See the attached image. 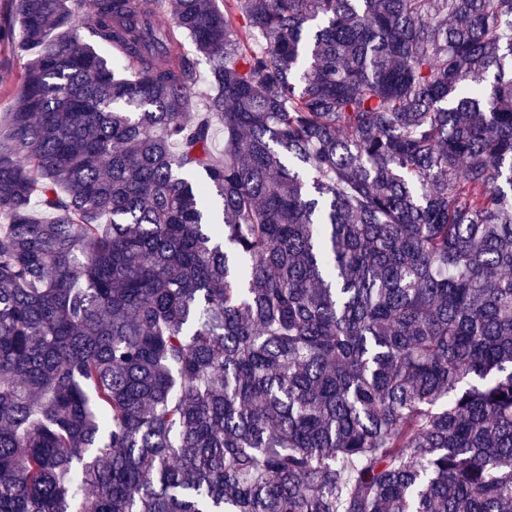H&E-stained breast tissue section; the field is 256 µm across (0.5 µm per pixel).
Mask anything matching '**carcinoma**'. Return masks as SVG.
<instances>
[{
  "instance_id": "carcinoma-1",
  "label": "carcinoma",
  "mask_w": 512,
  "mask_h": 512,
  "mask_svg": "<svg viewBox=\"0 0 512 512\" xmlns=\"http://www.w3.org/2000/svg\"><path fill=\"white\" fill-rule=\"evenodd\" d=\"M19 12L0 512H512V0Z\"/></svg>"
}]
</instances>
